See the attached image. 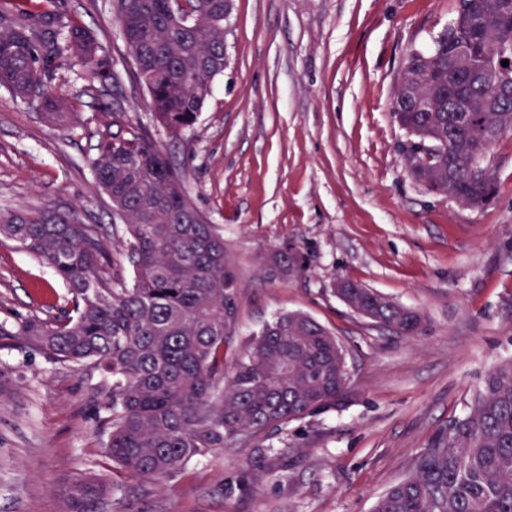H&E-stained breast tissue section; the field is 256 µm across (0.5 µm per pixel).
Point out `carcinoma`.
I'll list each match as a JSON object with an SVG mask.
<instances>
[{"label":"carcinoma","mask_w":512,"mask_h":512,"mask_svg":"<svg viewBox=\"0 0 512 512\" xmlns=\"http://www.w3.org/2000/svg\"><path fill=\"white\" fill-rule=\"evenodd\" d=\"M138 82L151 97L154 120L171 135L192 127L212 81L224 71V0H115ZM501 0H483L468 37L491 57L512 49V23ZM445 28L426 52L414 51L399 78L419 84L415 67L427 59L448 81ZM80 65L91 83L116 81L113 60L83 27L31 9L0 12V86L37 104L46 121L68 120L55 81ZM512 90V70L492 80L473 75L464 92L472 112H450L437 101L420 111L395 94L399 127L415 130L405 147L409 172L438 195L453 188L459 202L480 207L496 179L469 175L480 162V130L512 136V112L499 102ZM91 167L95 186L121 226L48 220L0 224V236L52 268L67 285L55 318L34 316L1 336H20L50 357L103 371L112 388L104 405L106 457L128 475L163 482L198 457L217 456L243 438L280 431L336 399L349 373L336 336L302 312L282 313L241 345L238 291L224 236L193 205L181 173L145 132L104 141ZM122 236L132 270L128 283L108 273L105 237ZM278 274L300 277L308 254L293 243L268 256ZM335 289L361 317L399 336H421L424 317L351 280ZM424 450L413 470L391 485L372 512H512V360L490 371L469 412L452 421ZM114 493L106 482L80 478L67 491L69 512H101Z\"/></svg>","instance_id":"carcinoma-1"}]
</instances>
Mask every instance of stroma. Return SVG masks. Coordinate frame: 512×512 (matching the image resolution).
<instances>
[{"mask_svg":"<svg viewBox=\"0 0 512 512\" xmlns=\"http://www.w3.org/2000/svg\"><path fill=\"white\" fill-rule=\"evenodd\" d=\"M87 29L116 63L122 106L63 70L67 124L0 87V224L42 213L108 224L90 161L107 135L148 127L194 205L224 235L236 270L237 336L299 311L343 346L349 380L334 401L271 435L265 456L239 441L164 484L104 466L102 372L0 336V512H68L66 490L102 475L105 512H371L495 366L512 360V136L491 149L496 195L479 208L413 179L391 114L409 53L429 46L458 0H236L223 72L195 125H153L113 0H39ZM311 256L304 277L272 275L284 242ZM348 278L419 311L410 339L352 313ZM65 286L0 237V324L48 317Z\"/></svg>","mask_w":512,"mask_h":512,"instance_id":"stroma-1","label":"stroma"}]
</instances>
